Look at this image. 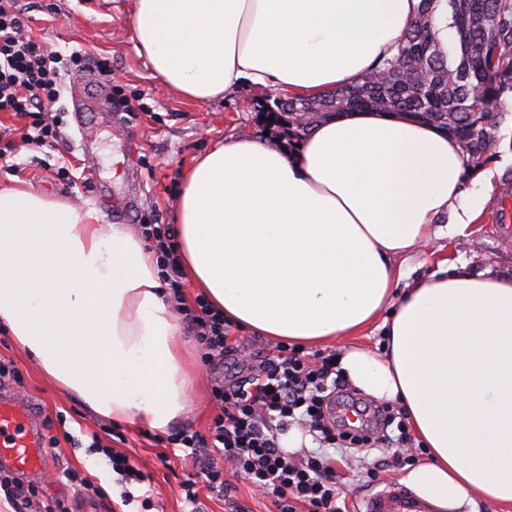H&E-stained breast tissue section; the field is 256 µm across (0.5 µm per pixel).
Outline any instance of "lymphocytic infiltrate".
<instances>
[{"label": "lymphocytic infiltrate", "instance_id": "f902f5d3", "mask_svg": "<svg viewBox=\"0 0 512 512\" xmlns=\"http://www.w3.org/2000/svg\"><path fill=\"white\" fill-rule=\"evenodd\" d=\"M110 79L112 64L106 58H88L81 52L64 56L46 50L29 33V19L19 0H0V112L25 121L19 136L0 133V169L14 160L19 146L43 149L60 139L57 104L67 80L87 72ZM141 238L157 253L160 278L191 336L202 349L207 371L223 367L240 341L223 314L203 297L187 303L186 273L179 261L171 229L165 224H142ZM244 374L233 384L216 378L211 400L216 408L207 432L180 428L151 439L171 450H181L196 469L197 479L181 485L190 512H204L199 496L207 489L226 498L232 486L224 477L232 466L237 477L253 490L269 497L276 512H344V490L336 481L332 448H368L370 436L337 429L328 418L330 392L344 388L346 380L332 353L306 354L302 347L282 344L275 356H254L243 362ZM312 436L313 451L288 452L281 437L291 427ZM112 445L92 435L90 446L103 454L127 486L123 504L136 500L131 485L142 484L147 475L128 453L118 450L123 442L113 432Z\"/></svg>", "mask_w": 512, "mask_h": 512}]
</instances>
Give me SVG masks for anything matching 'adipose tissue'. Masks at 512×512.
Here are the masks:
<instances>
[{"mask_svg":"<svg viewBox=\"0 0 512 512\" xmlns=\"http://www.w3.org/2000/svg\"><path fill=\"white\" fill-rule=\"evenodd\" d=\"M421 0H134L138 51L196 102L242 85L313 97L392 57ZM488 172L435 125L348 109L299 145L238 137L187 169L178 255L225 320L296 343L381 322L384 348L339 355L347 381L401 407L427 457L407 479L448 512L512 506V277L403 264L463 234ZM390 310L380 320L382 310ZM0 322L95 414L164 431L192 371L152 250L126 224L23 183L0 187Z\"/></svg>","mask_w":512,"mask_h":512,"instance_id":"1","label":"adipose tissue"}]
</instances>
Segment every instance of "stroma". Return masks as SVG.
Wrapping results in <instances>:
<instances>
[{"label": "stroma", "instance_id": "1", "mask_svg": "<svg viewBox=\"0 0 512 512\" xmlns=\"http://www.w3.org/2000/svg\"><path fill=\"white\" fill-rule=\"evenodd\" d=\"M31 16L32 35L63 55L82 51L112 62V83L126 97H141L144 111L113 110L111 115L91 112L87 121L96 130L95 163L87 165L79 148V136L67 107L69 96H62L60 119L66 135L49 156L32 164V150L20 148L16 157L21 169L0 171V186L23 182L32 190L54 199L83 204L99 211L106 224H166L170 221L181 190L184 171L194 159L214 143L239 136H263L268 131L262 121L260 105L279 97L276 89L257 90L242 87L221 101L195 102L164 89L144 57L136 49L132 24L133 0H20ZM138 145L136 156H129L127 143ZM67 163L71 177L57 174L60 163ZM483 164L493 172V189L478 219L466 235L439 240L424 248L414 277L435 271L440 261L467 265L478 272L492 268L512 272V228H506V207H512V111L504 110L495 132L493 148L483 157ZM111 190L112 199L135 196V204L123 211L111 207V201L96 197L95 187ZM0 358L13 361L20 370L23 384L19 397L31 401L41 426L64 417L66 428L78 437L81 447L60 442L51 448L54 469L25 477L38 501L62 502L71 512H88L103 507L104 512H139V503L123 505L122 486L106 457L90 449L91 433L117 429L127 442L123 449L134 456L144 472L150 474L156 493L157 512H185L180 484L193 469L190 463L162 462V447L140 435V424L115 422L93 413L83 401L62 392L36 363L17 345L9 330L0 331ZM211 377L205 367H198L192 383L191 408L177 420V427L196 430L208 428L216 412L210 400ZM397 451L382 445L363 455L337 462L336 471L346 493L350 512H355L360 494L368 489V468L375 467L383 481L400 480L407 473L398 465ZM74 470L88 477L100 489V496L87 498L62 474Z\"/></svg>", "mask_w": 512, "mask_h": 512}]
</instances>
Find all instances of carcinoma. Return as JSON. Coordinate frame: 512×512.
I'll use <instances>...</instances> for the list:
<instances>
[{"mask_svg": "<svg viewBox=\"0 0 512 512\" xmlns=\"http://www.w3.org/2000/svg\"><path fill=\"white\" fill-rule=\"evenodd\" d=\"M438 5L421 0L398 53L362 83L318 99L276 98L263 111L290 141L345 109L405 114L447 131L479 162L493 145L502 98L512 93V0H447L455 41L446 55L431 34Z\"/></svg>", "mask_w": 512, "mask_h": 512, "instance_id": "carcinoma-1", "label": "carcinoma"}]
</instances>
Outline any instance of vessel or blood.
I'll return each instance as SVG.
<instances>
[{
    "instance_id": "obj_1",
    "label": "vessel or blood",
    "mask_w": 512,
    "mask_h": 512,
    "mask_svg": "<svg viewBox=\"0 0 512 512\" xmlns=\"http://www.w3.org/2000/svg\"><path fill=\"white\" fill-rule=\"evenodd\" d=\"M72 112L81 134L85 156H92L93 131L84 120L86 113L105 112L109 106L94 78L83 79L72 95ZM0 459L23 473L43 472L51 466V456L42 432L34 420L30 403L16 400L12 393L0 391ZM358 512H444L443 508L421 497L408 485L392 482L360 498Z\"/></svg>"
}]
</instances>
